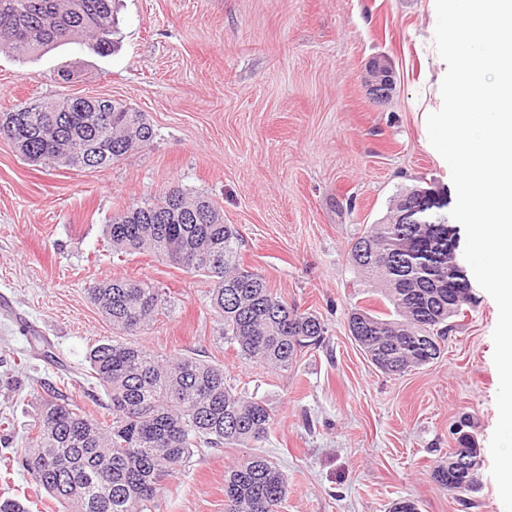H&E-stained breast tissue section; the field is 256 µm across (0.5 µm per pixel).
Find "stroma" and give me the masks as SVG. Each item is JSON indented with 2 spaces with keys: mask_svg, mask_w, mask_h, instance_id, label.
<instances>
[{
  "mask_svg": "<svg viewBox=\"0 0 512 512\" xmlns=\"http://www.w3.org/2000/svg\"><path fill=\"white\" fill-rule=\"evenodd\" d=\"M116 11L120 45L109 56L71 42L23 61L0 57V110L104 97L146 113L155 132L92 170L28 164L0 139V417L23 435L41 382L62 379L83 411L103 418L106 397L78 381L90 348L113 330L85 289L135 278L171 296L140 344L221 364L228 384L272 409L263 452L288 476L282 512H388L401 498L418 512H505L490 474L493 298L473 286L440 358L402 376L377 370L347 327L352 305L382 307L348 264L352 239L418 180L456 200L422 119L440 108L447 70L434 46L435 0H118ZM380 57L394 71L382 99L367 83ZM174 182L215 200L241 234L244 265L325 322L323 344L292 370L246 361L222 337L209 278L148 254L113 257L106 221ZM464 415L482 467L480 490L461 502L432 472ZM246 454L196 450L164 481L155 512H224V470ZM0 496L58 512L1 445Z\"/></svg>",
  "mask_w": 512,
  "mask_h": 512,
  "instance_id": "1",
  "label": "stroma"
}]
</instances>
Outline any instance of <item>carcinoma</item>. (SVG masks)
Masks as SVG:
<instances>
[{"instance_id":"1","label":"carcinoma","mask_w":512,"mask_h":512,"mask_svg":"<svg viewBox=\"0 0 512 512\" xmlns=\"http://www.w3.org/2000/svg\"><path fill=\"white\" fill-rule=\"evenodd\" d=\"M112 0H0V55L40 56L74 39L100 55L115 47ZM7 139L32 164L72 169L105 168L150 144L145 113L102 99L93 121L76 98L27 100L6 110ZM413 188L399 190L390 215L351 242L349 265L376 284L387 311L353 306L350 335L386 375L428 365L441 354L453 319L473 303L457 254V227L443 212L448 202L397 223ZM112 254L150 252L170 265L202 274L214 286L211 303L222 335L248 361L286 371L302 353L320 346L327 332L315 314L274 293L260 275L242 267L241 238L224 223L215 202L177 184L150 203L133 204L104 225ZM101 315L122 332L88 355L92 385L103 390L111 418H89L60 388L41 382L37 420L23 436L21 467L61 506L62 512H152L162 480L177 472L195 448H259L273 415L261 399L238 393L224 366L188 354L161 357L132 340L170 303L161 287L130 278H106L88 289ZM470 417L450 428L454 448L433 470L443 489L465 501L480 479L481 453ZM288 492L283 471L255 453L224 473V512H280Z\"/></svg>"}]
</instances>
